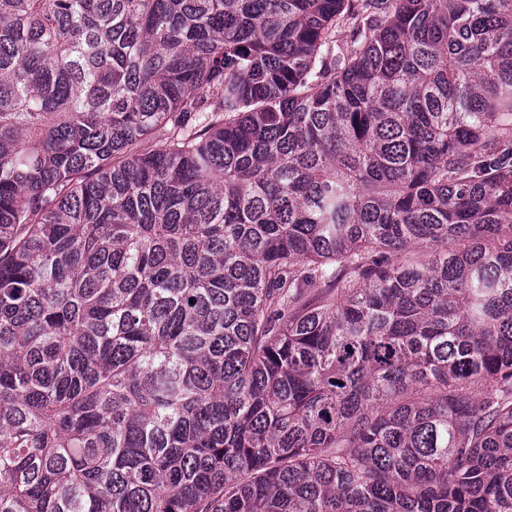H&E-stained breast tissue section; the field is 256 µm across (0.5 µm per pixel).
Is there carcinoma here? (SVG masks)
I'll use <instances>...</instances> for the list:
<instances>
[{
	"mask_svg": "<svg viewBox=\"0 0 512 512\" xmlns=\"http://www.w3.org/2000/svg\"><path fill=\"white\" fill-rule=\"evenodd\" d=\"M0 512H512V0H0Z\"/></svg>",
	"mask_w": 512,
	"mask_h": 512,
	"instance_id": "cac0c4a2",
	"label": "carcinoma"
}]
</instances>
